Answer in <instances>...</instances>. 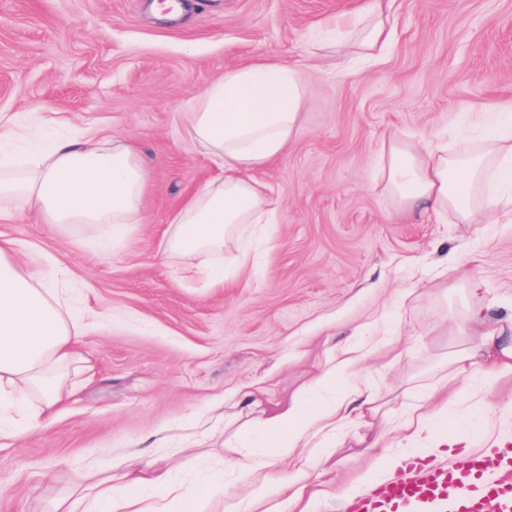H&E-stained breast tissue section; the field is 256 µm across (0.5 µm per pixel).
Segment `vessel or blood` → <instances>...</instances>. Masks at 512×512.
<instances>
[{
    "instance_id": "vessel-or-blood-1",
    "label": "vessel or blood",
    "mask_w": 512,
    "mask_h": 512,
    "mask_svg": "<svg viewBox=\"0 0 512 512\" xmlns=\"http://www.w3.org/2000/svg\"><path fill=\"white\" fill-rule=\"evenodd\" d=\"M406 479L353 494L349 512H512V447L471 453L437 465L413 458Z\"/></svg>"
}]
</instances>
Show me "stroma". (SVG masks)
<instances>
[{
	"label": "stroma",
	"instance_id": "stroma-1",
	"mask_svg": "<svg viewBox=\"0 0 512 512\" xmlns=\"http://www.w3.org/2000/svg\"><path fill=\"white\" fill-rule=\"evenodd\" d=\"M153 2L0 0V116L44 141L109 128L150 173L142 223L105 250L92 225L60 230L18 205L0 221L25 270L69 268L59 291L85 317L89 361L68 371L77 395L0 450V512H50L88 462L106 469L129 455L163 460L190 484L223 470L214 512H246L241 433L350 347L378 397L376 429L444 398L449 414L478 411L512 442V374L457 376L446 364L478 341L462 327L467 282H481L486 313L512 339V214L416 222L375 186L390 133L453 147L467 119L479 142L512 113V0H392L388 50L350 68L315 52L310 34L366 0H181L170 17ZM261 56L302 71V130L255 174L277 208L255 246L257 274L209 289L160 256L186 197L219 175L181 114ZM360 432L347 425L312 483V512H347L373 463Z\"/></svg>",
	"mask_w": 512,
	"mask_h": 512
}]
</instances>
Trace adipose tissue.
Masks as SVG:
<instances>
[{"label":"adipose tissue","instance_id":"adipose-tissue-1","mask_svg":"<svg viewBox=\"0 0 512 512\" xmlns=\"http://www.w3.org/2000/svg\"><path fill=\"white\" fill-rule=\"evenodd\" d=\"M390 4L369 0L336 40L337 52L364 61L379 57L391 35ZM306 96L298 69L263 59L225 71L183 113L191 138L222 175L194 191L174 216L162 253L167 265L217 287L227 276L215 259L228 238L248 226L271 234L276 210L252 174L280 158L297 137ZM19 137L16 121L0 124V201L29 206L49 224L98 226L106 243L127 237L131 225L141 223L150 175L129 140L87 132L21 156L10 150ZM511 177V129L463 153L449 151L441 141L421 151L397 134L383 140L379 150L384 192L399 211L414 217L452 212L471 224L487 209L512 210V194L499 190ZM49 283L25 271L12 243L0 241V407L23 412L30 431L41 428L75 396L61 373L82 358L85 326L69 315ZM465 318L485 325L483 342L490 354L476 362L466 352H456L451 362L457 372L477 371L489 379L512 373V343L501 328L487 323L479 282L469 285ZM357 364V357L348 355L321 371L317 384L331 390V398L313 404L297 400L246 430L258 453L238 468L256 480L252 499L265 491L258 481L261 471L308 447L315 435L335 428L338 421L374 412L376 397L356 376ZM34 388L40 404L30 411L27 396ZM477 427L472 416L449 417L444 404L431 411L416 407L398 429L399 453L381 451L375 471L395 473L407 447L437 455L443 448L467 443ZM223 489L220 475L190 490L170 468L135 471L125 466L106 476L92 465L80 489L57 502L53 512H206V503Z\"/></svg>","mask_w":512,"mask_h":512}]
</instances>
